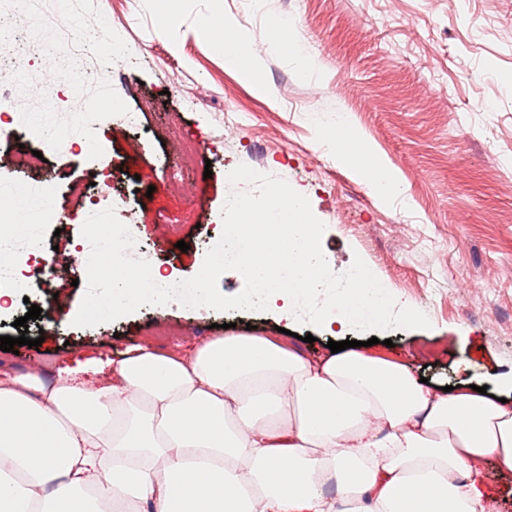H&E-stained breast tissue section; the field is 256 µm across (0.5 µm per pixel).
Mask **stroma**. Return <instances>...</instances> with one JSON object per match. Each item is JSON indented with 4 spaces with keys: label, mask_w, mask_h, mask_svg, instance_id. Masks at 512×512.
Masks as SVG:
<instances>
[{
    "label": "stroma",
    "mask_w": 512,
    "mask_h": 512,
    "mask_svg": "<svg viewBox=\"0 0 512 512\" xmlns=\"http://www.w3.org/2000/svg\"><path fill=\"white\" fill-rule=\"evenodd\" d=\"M106 22L138 50L109 82L138 128L97 122L120 169L111 184L152 271L194 276L222 233L217 220L238 165L286 180L325 224L333 272L361 257L399 304L422 311L427 329L378 332L370 353L405 364L432 389L485 387L512 405V0H101ZM220 17L259 65L261 88L224 66L200 19ZM209 92L205 106L186 98ZM343 108L385 157L406 192L382 204L334 163L325 117ZM245 124L226 136L224 115ZM206 142L190 167L181 140ZM46 166L19 186L45 181L54 205L77 210L76 186L94 180L86 151L45 150ZM212 176H205V169ZM80 221L41 227L42 248L22 261L20 283L0 306V336L18 337L29 304L57 323L29 321L38 347L0 351V371L51 383L57 367L95 357L119 361L137 345L194 347L255 326L285 328L310 357L330 335L276 310L217 312L172 302L116 321L73 326L88 258ZM187 250H180L178 242ZM48 267L44 277L35 269Z\"/></svg>",
    "instance_id": "obj_1"
}]
</instances>
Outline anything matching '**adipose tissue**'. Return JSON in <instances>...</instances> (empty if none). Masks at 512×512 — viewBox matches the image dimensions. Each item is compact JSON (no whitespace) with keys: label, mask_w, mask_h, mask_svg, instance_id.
Returning a JSON list of instances; mask_svg holds the SVG:
<instances>
[{"label":"adipose tissue","mask_w":512,"mask_h":512,"mask_svg":"<svg viewBox=\"0 0 512 512\" xmlns=\"http://www.w3.org/2000/svg\"><path fill=\"white\" fill-rule=\"evenodd\" d=\"M335 127L338 166L379 202L404 194L345 110ZM491 457L512 470L511 407L279 336L137 346L102 385L0 377V512H63L79 493L91 512H488Z\"/></svg>","instance_id":"1"}]
</instances>
